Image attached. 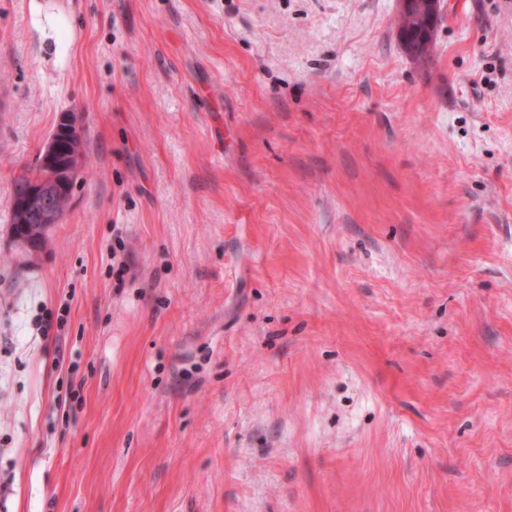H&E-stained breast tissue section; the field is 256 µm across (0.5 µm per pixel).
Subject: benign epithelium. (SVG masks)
<instances>
[{
    "mask_svg": "<svg viewBox=\"0 0 512 512\" xmlns=\"http://www.w3.org/2000/svg\"><path fill=\"white\" fill-rule=\"evenodd\" d=\"M441 15V0H397V16L407 17L429 26L426 41L434 40ZM84 127L76 112L60 114L55 131L45 143L37 173L18 194L15 202L16 222L11 226L12 241L30 230L44 232L58 223L70 200L60 193L71 185L84 162L82 144Z\"/></svg>",
    "mask_w": 512,
    "mask_h": 512,
    "instance_id": "benign-epithelium-1",
    "label": "benign epithelium"
}]
</instances>
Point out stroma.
Instances as JSON below:
<instances>
[{
    "label": "stroma",
    "mask_w": 512,
    "mask_h": 512,
    "mask_svg": "<svg viewBox=\"0 0 512 512\" xmlns=\"http://www.w3.org/2000/svg\"><path fill=\"white\" fill-rule=\"evenodd\" d=\"M442 8L0 0V512H512V0ZM441 2V0H398L397 16L414 19L417 22L422 21L430 26L425 35L426 41L430 42L435 37L441 15ZM83 139L81 115L76 112L61 113L55 131L43 147L38 169H31L14 180L13 184L21 187L30 179L29 184L19 192L17 201L11 194L12 224L14 203L16 213V222L10 229L13 243L20 240L27 229L33 234L45 232L51 225L57 224L65 213L70 200L60 193V189L63 185L70 186L81 171L84 162Z\"/></svg>",
    "instance_id": "obj_1"
}]
</instances>
